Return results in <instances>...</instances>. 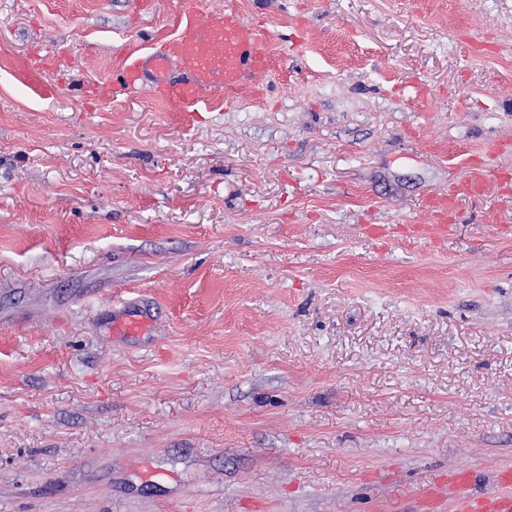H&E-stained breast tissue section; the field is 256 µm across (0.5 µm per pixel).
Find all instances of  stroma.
Returning <instances> with one entry per match:
<instances>
[{
  "instance_id": "obj_1",
  "label": "stroma",
  "mask_w": 512,
  "mask_h": 512,
  "mask_svg": "<svg viewBox=\"0 0 512 512\" xmlns=\"http://www.w3.org/2000/svg\"><path fill=\"white\" fill-rule=\"evenodd\" d=\"M268 68L115 84L193 5ZM512 0H0V512H423L512 469ZM145 312L115 335L121 304ZM498 150L497 145H490L479 157L470 158L469 175L452 182L448 190L431 195L425 204V213L421 221L405 225L369 224L363 226V232L373 238H384L390 233H400L406 237L428 239L435 243L446 239L455 223L456 206L461 199L475 196L487 176L496 181L509 178V175L489 170L485 163L484 158Z\"/></svg>"
}]
</instances>
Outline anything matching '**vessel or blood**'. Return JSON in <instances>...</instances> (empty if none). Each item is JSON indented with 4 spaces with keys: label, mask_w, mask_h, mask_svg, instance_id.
<instances>
[{
    "label": "vessel or blood",
    "mask_w": 512,
    "mask_h": 512,
    "mask_svg": "<svg viewBox=\"0 0 512 512\" xmlns=\"http://www.w3.org/2000/svg\"><path fill=\"white\" fill-rule=\"evenodd\" d=\"M267 53L261 33L234 10L218 15L201 8L187 10L176 33L159 50L146 56L128 57L120 66L121 88L127 92L151 89L154 96L195 112L205 94L233 91L250 78L262 75ZM470 173L448 189L428 198L424 216L414 224H369L363 231L373 238L397 232L407 237L438 243L453 228L456 206L476 195L490 171L484 158L469 159ZM456 495L455 512H512V501L502 496L475 494L474 476L467 471L451 475Z\"/></svg>",
    "instance_id": "vessel-or-blood-1"
}]
</instances>
